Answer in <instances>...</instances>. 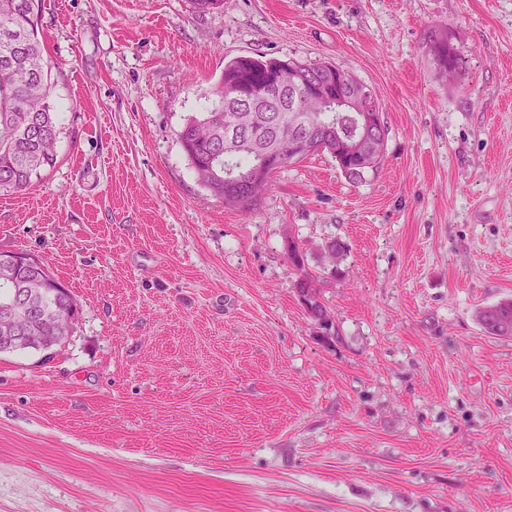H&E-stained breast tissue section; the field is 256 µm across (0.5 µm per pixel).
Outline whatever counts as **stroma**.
I'll return each mask as SVG.
<instances>
[{
  "label": "stroma",
  "mask_w": 512,
  "mask_h": 512,
  "mask_svg": "<svg viewBox=\"0 0 512 512\" xmlns=\"http://www.w3.org/2000/svg\"><path fill=\"white\" fill-rule=\"evenodd\" d=\"M38 2L57 163L0 193V253L81 316L0 356V512H512V337L476 319L512 298V0ZM256 54L369 87L378 168L319 152L251 213L211 195L179 131ZM314 277L306 273L297 283L300 298H304L308 315L319 324H328L331 317L326 307L317 298V288Z\"/></svg>",
  "instance_id": "1"
}]
</instances>
